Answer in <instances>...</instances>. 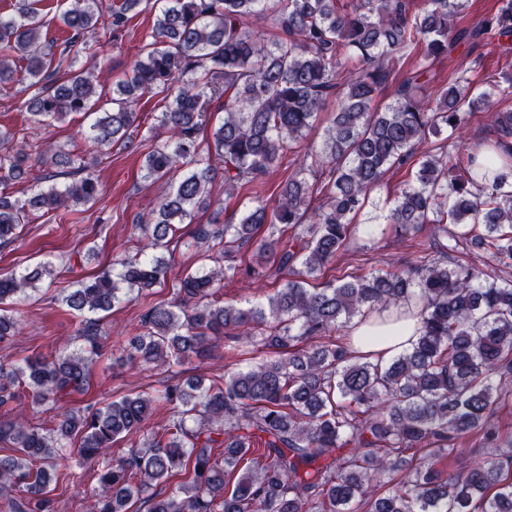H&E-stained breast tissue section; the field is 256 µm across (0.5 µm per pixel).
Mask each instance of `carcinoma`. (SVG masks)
Masks as SVG:
<instances>
[{
	"label": "carcinoma",
	"instance_id": "carcinoma-1",
	"mask_svg": "<svg viewBox=\"0 0 512 512\" xmlns=\"http://www.w3.org/2000/svg\"><path fill=\"white\" fill-rule=\"evenodd\" d=\"M141 0H115L105 22L98 0H65L59 19L70 37L60 55L109 25L123 29ZM463 0H165L152 41L131 75L112 88V110L97 113L85 133L109 150L134 146L137 99L155 92L169 103L157 116L146 180L181 174L157 207L133 225L155 253L122 258L63 291L61 302L83 315L84 345L18 363L0 362V512H55L45 462L79 439L78 453L96 472L90 512H512V457L507 465L465 464L464 437L497 447L498 405L512 398V111L492 110L463 73L421 94L437 61L463 40L489 30L512 39V0L472 28L454 19ZM261 16L283 33L268 43L251 27ZM37 9L25 4L0 16V87L22 71L32 89L31 120L49 125L99 100V75L85 68L58 76ZM420 46L415 71L400 79L391 61ZM396 86L393 101L380 95ZM224 97V122L207 155L199 134L208 104ZM336 108L320 150L300 142L325 103ZM470 112H486L496 140L470 147L441 143L417 149ZM294 155L295 167L274 207L256 201L237 223L199 224L193 233L206 259L172 281L174 300L146 302L140 331L103 342L97 314L167 282L164 255L180 225L210 206L206 184L217 171L224 188L257 180ZM20 148L0 154V178L30 172ZM411 170L386 223L419 239L415 263L350 281L318 282L351 236L371 192L392 169ZM24 200L0 197V245L13 242L33 210L58 211L93 201L99 185L82 164L72 181L52 183ZM265 224L278 235L258 239ZM272 262L281 284L264 305L224 300L221 281L238 268L219 264L246 245ZM479 250L495 266H448L453 252ZM54 276L49 262L0 277V341L18 335L9 305ZM420 305L421 331L411 348L388 362L353 354L348 335L323 338L395 306ZM259 353L252 367L167 383L153 394L125 395L103 408L63 412L56 426L29 423L26 404H53L85 392L94 359H119L154 370L168 362L204 361L221 343ZM163 426L147 428L150 416ZM125 442L128 450L114 447ZM353 454L338 458V448ZM222 449L223 459L214 450ZM401 474L391 492L380 479ZM180 482L181 495L165 494Z\"/></svg>",
	"mask_w": 512,
	"mask_h": 512
}]
</instances>
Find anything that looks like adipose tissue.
Wrapping results in <instances>:
<instances>
[{
	"instance_id": "obj_1",
	"label": "adipose tissue",
	"mask_w": 512,
	"mask_h": 512,
	"mask_svg": "<svg viewBox=\"0 0 512 512\" xmlns=\"http://www.w3.org/2000/svg\"><path fill=\"white\" fill-rule=\"evenodd\" d=\"M388 321L379 329L380 340L372 344L363 343L362 338L368 331L367 325L353 326L349 329L353 349L358 353H376L384 357H391L410 346L419 334L421 327L419 307L409 304L398 310L387 313Z\"/></svg>"
}]
</instances>
